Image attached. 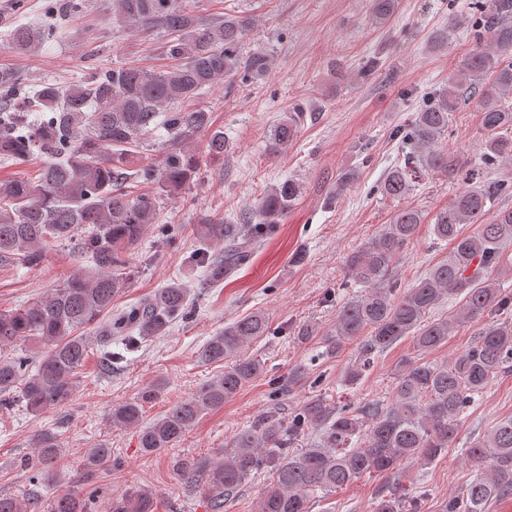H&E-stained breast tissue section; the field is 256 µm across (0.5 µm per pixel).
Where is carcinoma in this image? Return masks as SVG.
Here are the masks:
<instances>
[{"label": "carcinoma", "instance_id": "obj_1", "mask_svg": "<svg viewBox=\"0 0 512 512\" xmlns=\"http://www.w3.org/2000/svg\"><path fill=\"white\" fill-rule=\"evenodd\" d=\"M481 24L476 48L464 64L407 125L391 136L409 147L404 164L383 180L385 197L401 200L413 190L416 174L451 176L467 185L434 217L431 230L452 245L448 260L434 265L408 288L391 277L396 255L414 239L424 222L420 210L405 206L367 244L346 259L360 294L342 303L336 326L323 337L326 352H338L344 341L365 337L359 363L344 374L357 383L375 356L409 337L420 353L434 351L462 323L512 307V296L498 280L503 246L512 243V210L491 211L500 197L512 194V182L484 175V170L512 163V0H473ZM398 0H370L372 19L386 22ZM112 22L129 30H160L173 35L166 55L174 64L162 70L117 66L89 80L62 87L43 81L20 86L19 76L0 68V160L24 163L38 155L44 165L33 179H0V262L18 268L40 266L49 243H76L86 260L45 296L13 310L0 311V395L17 393L32 412L67 405L79 388V374L88 355L84 331L103 338L120 336L128 347L161 335L187 309V288L173 282L111 319L112 300L123 286L129 263L121 249L139 241L156 222L161 196H175L196 179L201 160L189 149L196 135L210 131L206 155L227 152L224 132L211 129L206 107L189 112L167 106L193 101L207 88L229 80L246 83L264 78L273 59L266 52L245 49L253 27L247 15L226 13L204 18L189 0H112ZM491 33L484 42L483 34ZM54 37L46 24L18 23L4 35L7 47L25 54ZM479 98L481 127L490 133L479 162L469 165L457 152L438 148L448 132L449 116L464 92ZM300 115H286L268 136L273 155L288 149L297 136ZM163 130L169 149L161 158H147L140 148ZM138 163L135 178L156 191L127 189L126 167ZM301 193L286 180L264 192L255 207L254 224L206 225V237L224 241V253L200 249L195 261L217 284L250 262L264 228L280 223ZM478 229L465 233L463 226ZM461 296L456 314L431 318L444 299ZM269 322L256 313L224 326L203 345L207 362L233 358L224 373L172 405L161 418L140 427L138 445L145 453L175 446L208 410L224 406L263 372V363L237 357L247 341L263 336ZM33 338L45 346L35 363L15 352L17 342ZM512 371V321L483 328L477 342L440 364L412 358L396 367L394 403L333 405L326 396L310 398L284 420L271 414L240 430L222 458L178 459L176 472L211 494L213 512L253 475L270 470L269 483L257 512H310L311 493L334 492L366 474L392 477L407 462L429 463L448 451L460 415L497 375ZM164 383L143 387L138 396L112 409L116 427H139L145 405L161 397ZM323 439L301 450L294 445L311 429ZM62 446L54 432L33 440L27 466L31 480L53 476ZM470 460L490 463L491 474H476L458 496L444 500L441 512H486L493 499L512 493V417L500 420L467 449ZM112 449L90 448L83 457L86 475L117 466ZM398 484L387 483L375 496L374 512H406ZM33 498L0 496V512H37ZM47 512H98L94 492L67 490L47 505ZM105 512H157L156 493L129 490L112 497Z\"/></svg>", "mask_w": 512, "mask_h": 512}]
</instances>
